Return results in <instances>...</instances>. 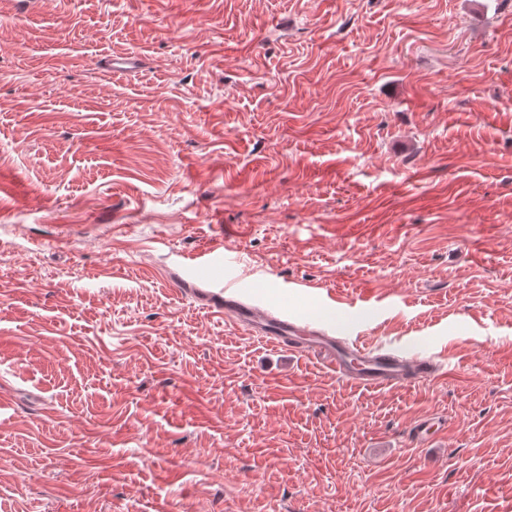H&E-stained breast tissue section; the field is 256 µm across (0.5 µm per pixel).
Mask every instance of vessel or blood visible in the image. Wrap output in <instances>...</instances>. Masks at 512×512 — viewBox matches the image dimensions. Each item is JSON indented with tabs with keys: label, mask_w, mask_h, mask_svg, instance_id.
<instances>
[{
	"label": "vessel or blood",
	"mask_w": 512,
	"mask_h": 512,
	"mask_svg": "<svg viewBox=\"0 0 512 512\" xmlns=\"http://www.w3.org/2000/svg\"><path fill=\"white\" fill-rule=\"evenodd\" d=\"M194 274L212 273L210 289L201 291L207 306L252 336L275 347L298 353H322L327 364L340 377L365 387L403 385L414 380L439 375L437 364L430 360L379 353L359 343H342L325 333L311 331L297 321L271 316L264 309L243 303L235 292L226 289L219 272L224 268V255L207 249L192 258Z\"/></svg>",
	"instance_id": "vessel-or-blood-1"
}]
</instances>
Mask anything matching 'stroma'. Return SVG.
<instances>
[{
  "instance_id": "1",
  "label": "stroma",
  "mask_w": 512,
  "mask_h": 512,
  "mask_svg": "<svg viewBox=\"0 0 512 512\" xmlns=\"http://www.w3.org/2000/svg\"><path fill=\"white\" fill-rule=\"evenodd\" d=\"M0 512H512V0H0ZM193 265L194 275L204 274L211 271L224 272V253L218 252L217 250L210 248L195 254L190 258ZM212 288L201 290L199 299L235 325L277 348L297 353H323L327 364L340 377L365 387L404 385L411 380L433 378L440 374L430 360L378 353L359 343H341L336 337L311 331L307 326L271 316L264 309L243 303L235 292L224 289V274L213 277Z\"/></svg>"
}]
</instances>
